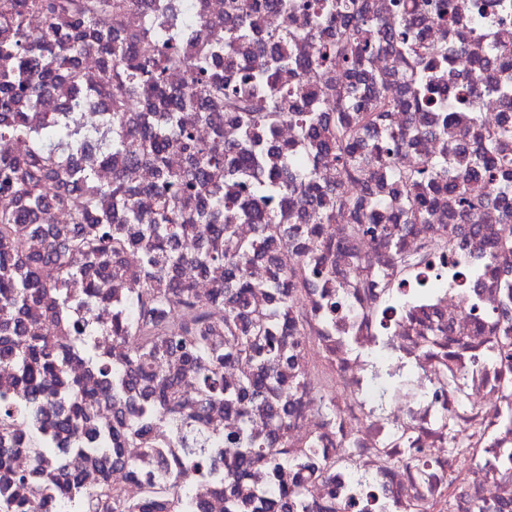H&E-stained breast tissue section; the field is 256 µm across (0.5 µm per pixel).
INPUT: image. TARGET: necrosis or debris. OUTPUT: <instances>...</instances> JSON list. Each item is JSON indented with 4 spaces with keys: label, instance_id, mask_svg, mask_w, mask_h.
<instances>
[{
    "label": "necrosis or debris",
    "instance_id": "necrosis-or-debris-1",
    "mask_svg": "<svg viewBox=\"0 0 512 512\" xmlns=\"http://www.w3.org/2000/svg\"><path fill=\"white\" fill-rule=\"evenodd\" d=\"M226 0H200L205 27L183 41L187 56L223 38ZM80 75L70 92L41 97L42 120H64L77 130L102 127L111 112L100 89L105 71L100 52L83 50ZM71 167L90 171L95 182L112 181L116 165L100 139L82 142L68 156ZM327 236L339 244L333 256L338 275L326 284L290 291L289 302L302 314V328H288L284 361L272 400L288 409V426L278 440L289 457L306 462L301 477L314 512H512V350H504L512 329V224L487 219L478 237L458 233L450 218L414 224L405 250L424 256L401 272L402 287L381 289L393 271V254L376 234H350L330 219ZM455 247H448V239ZM495 245L493 255L481 244ZM364 263L353 267V255ZM122 274L109 300L93 302L71 292L66 320L42 317L51 339L65 349L80 347L113 364L133 351L129 340L112 334V319L130 294L141 269L139 252L120 257ZM339 304L332 312L331 304ZM391 384L377 394V370ZM304 378L294 392L284 384ZM132 400L99 407L94 434L75 429L52 434L50 446L77 474L94 478L108 466L122 498H141L147 482L177 478L190 458L202 461L189 477L193 512H232L236 502L264 512L271 485L264 463L233 476L224 467V443L235 437H263L262 404L242 414L226 401L206 408L185 402L181 423L157 427L152 447L118 445L100 449L97 434L129 416ZM10 463L0 478V497L25 500L41 476L25 445L1 439ZM481 449L474 459L472 449Z\"/></svg>",
    "mask_w": 512,
    "mask_h": 512
}]
</instances>
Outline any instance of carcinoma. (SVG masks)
<instances>
[{
    "mask_svg": "<svg viewBox=\"0 0 512 512\" xmlns=\"http://www.w3.org/2000/svg\"><path fill=\"white\" fill-rule=\"evenodd\" d=\"M137 13V0H0V137L28 143L24 166L0 157V196L26 199L35 204L47 179L92 182L90 173L59 165V158L97 130L77 133L66 124L36 125L30 113L47 91L64 88L77 73L65 69L59 51L76 55L95 45L106 63L105 91L118 103L108 116L113 154L146 161L157 171V181L133 188L119 173L101 193L120 204V215L104 212L98 196L73 212L71 235L53 237L38 255L26 252L25 236L40 232L46 212L26 207H0V363L23 373L20 401L0 406V436L27 442L46 451V428L35 408L38 398L65 384L64 367L75 358L35 331L26 313L40 310L58 319L67 311L64 290L70 282L85 284L89 296L106 299L112 279L120 274V255L130 249L143 254L138 287L143 295L126 299L131 314L113 326L112 333L130 340L134 351L127 366L97 363L104 396L119 399L139 381L150 385L153 398L119 422L107 438L129 448L151 444V425L170 418L178 387L174 376H159L154 364L165 353L180 358L196 370L190 398L199 406L225 399L247 411V403L268 392L270 373L280 359L277 334L288 320L287 297L297 283L312 279L330 281L336 266L330 257L326 221L332 211L344 223L378 231L384 244L401 262L406 225L428 224L434 208L447 202L448 212L462 224H477L490 211L502 221H512V125L489 129L475 112L474 103L484 94H495L504 111L512 113V29L487 33L481 17L467 18L465 0H411L399 16L387 19L375 0H227L224 41L211 52L183 56L180 41L200 19L196 0H166L161 12L160 38L146 46L112 37V11ZM282 15V26L269 34L273 51L271 67L249 71L240 56L239 42L252 37L260 14ZM31 12L45 18L38 47L26 40L25 21ZM487 59L477 62V77L454 72L456 56L481 40ZM315 41L313 53L297 55L295 45ZM397 54L402 82L398 92L386 93L387 80L369 63L380 50ZM180 66L188 74L186 85L175 90L167 73ZM295 76L284 82L281 74ZM224 106V122L237 128L233 142L224 141L218 127L210 139H195L196 125H208L211 115L201 100ZM136 102L139 112L120 107ZM409 115V127L393 129L390 114ZM289 123L300 139L310 143L315 162L336 168V182L323 186L294 148L275 141L277 129ZM434 136L441 154L421 159L408 168L399 164L401 154L413 149L419 138ZM184 152L188 163L170 170L165 153ZM373 167L381 168L392 185L391 195L368 191L349 195L352 181H367ZM224 171V186L193 204L192 188L213 171ZM480 180L488 194L474 196L466 185ZM155 196L157 207L148 216L136 208L141 192ZM247 219L259 225L262 243L235 237L233 225ZM199 222L196 252L176 249L181 226ZM275 246L269 288L277 302L251 314L248 300L252 283L246 272L250 256ZM186 266L201 272L222 267L224 285L198 302L190 283L181 280ZM180 304L189 313L182 334L157 347L153 326L139 322L156 309ZM224 309V346H215L210 330L202 327L207 311ZM235 359L252 371L233 390L224 388V361ZM73 398L58 412L51 427L68 431L88 422L97 398L77 392L66 383ZM224 461L231 472L264 462L280 481L270 489L267 509L277 512L288 502L306 508L300 479L303 463L290 459L269 440L250 438L238 448H227ZM81 477L72 474L61 458L53 461L52 485L38 483L33 497L21 502L0 501V512H57L69 509L72 488ZM174 508L190 509L180 482L166 488ZM156 491L140 501L127 503L112 492L109 475L101 472L88 489L94 512H152Z\"/></svg>",
    "mask_w": 512,
    "mask_h": 512,
    "instance_id": "cac0c4a2",
    "label": "carcinoma"
}]
</instances>
